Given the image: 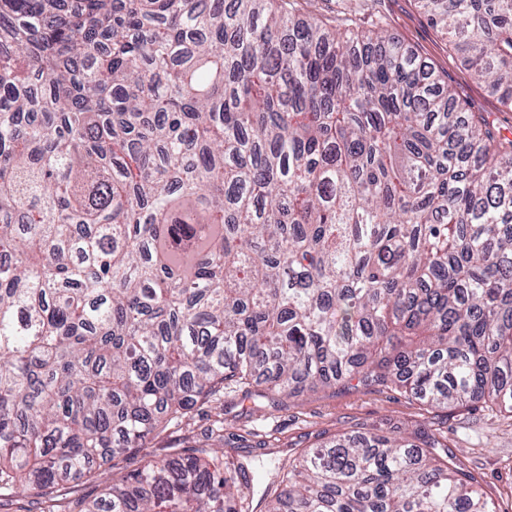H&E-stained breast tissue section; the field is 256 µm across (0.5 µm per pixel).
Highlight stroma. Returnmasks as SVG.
<instances>
[{
  "label": "stroma",
  "mask_w": 512,
  "mask_h": 512,
  "mask_svg": "<svg viewBox=\"0 0 512 512\" xmlns=\"http://www.w3.org/2000/svg\"><path fill=\"white\" fill-rule=\"evenodd\" d=\"M346 0H293L297 14L333 24L353 18L361 28L383 27L447 76L449 84L472 111L491 113L498 125L512 128V112L503 111L496 98L474 80L447 37L424 14L417 0H370L368 6L346 8ZM424 429L431 440L453 448L462 469L472 473L505 512H512V415L481 406L448 408L408 397L377 385H336L307 389L275 405L240 394L224 398V432L242 436L245 444L265 435L264 458L280 461L294 448L326 441L333 435L363 427ZM209 426L206 415L195 412L181 425L157 433L147 448L117 455L115 470L138 469L147 453L201 445Z\"/></svg>",
  "instance_id": "35a3bbf8"
}]
</instances>
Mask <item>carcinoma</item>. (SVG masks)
Instances as JSON below:
<instances>
[{
    "label": "carcinoma",
    "mask_w": 512,
    "mask_h": 512,
    "mask_svg": "<svg viewBox=\"0 0 512 512\" xmlns=\"http://www.w3.org/2000/svg\"><path fill=\"white\" fill-rule=\"evenodd\" d=\"M61 2L0 0V500L495 512L420 431L271 469L218 449L235 390L512 412V138L397 38L289 0ZM418 3L511 111L512 0ZM195 410L211 443L105 467Z\"/></svg>",
    "instance_id": "carcinoma-1"
}]
</instances>
